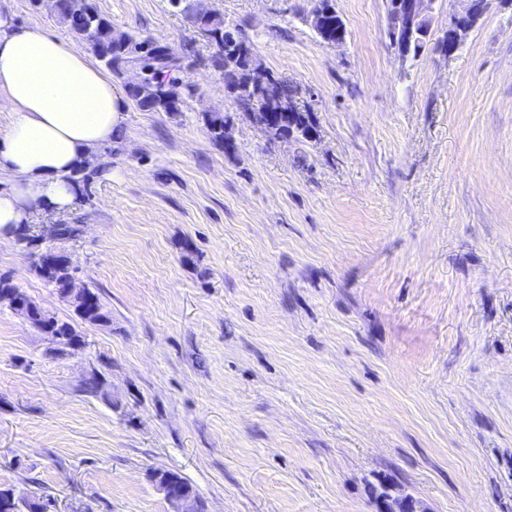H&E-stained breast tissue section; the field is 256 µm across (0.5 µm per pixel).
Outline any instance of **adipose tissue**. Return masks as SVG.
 I'll use <instances>...</instances> for the list:
<instances>
[{"label":"adipose tissue","instance_id":"ef3b65f1","mask_svg":"<svg viewBox=\"0 0 512 512\" xmlns=\"http://www.w3.org/2000/svg\"><path fill=\"white\" fill-rule=\"evenodd\" d=\"M0 234L60 212L78 187L70 173L94 160L127 117L124 91L73 41L0 10Z\"/></svg>","mask_w":512,"mask_h":512}]
</instances>
